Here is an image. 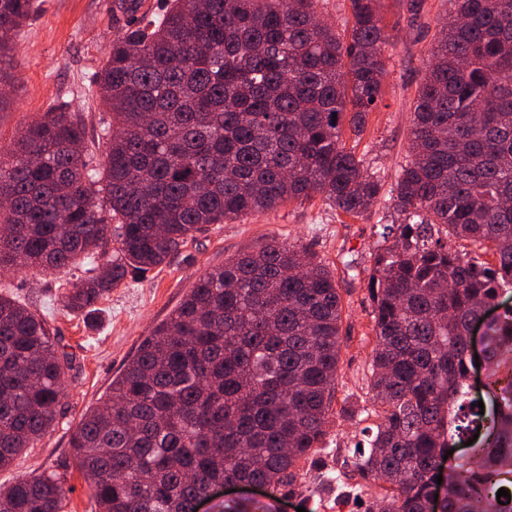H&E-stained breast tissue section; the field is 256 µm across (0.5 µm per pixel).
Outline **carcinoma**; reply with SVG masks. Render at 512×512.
I'll return each instance as SVG.
<instances>
[{"mask_svg":"<svg viewBox=\"0 0 512 512\" xmlns=\"http://www.w3.org/2000/svg\"><path fill=\"white\" fill-rule=\"evenodd\" d=\"M320 0H169L126 25L93 85L112 121L96 159L61 104L0 148V272L62 273L63 307L90 315L210 224L321 196L361 218L382 183L343 140L385 95L384 0H349L351 29ZM39 0H0L1 64ZM431 50L391 193L405 215L374 256L370 394L376 418L347 477L393 512H512V311L488 321L493 403L472 461L435 471L454 447L473 363L468 333L512 287V0H453ZM492 254L484 261L450 242ZM342 294L330 268L272 239L201 277L81 416L71 447L99 512H193L218 481L273 488L269 501L216 512H273L315 465L333 412ZM66 352L38 312L0 294V469L43 437L66 396ZM57 472L0 487V512H62Z\"/></svg>","mask_w":512,"mask_h":512,"instance_id":"obj_1","label":"carcinoma"}]
</instances>
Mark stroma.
<instances>
[{"label": "stroma", "mask_w": 512, "mask_h": 512, "mask_svg": "<svg viewBox=\"0 0 512 512\" xmlns=\"http://www.w3.org/2000/svg\"><path fill=\"white\" fill-rule=\"evenodd\" d=\"M385 0L386 22L395 39L388 49L385 96L366 117L361 139L345 134L370 171L380 175L383 199L364 218L336 213L322 198L288 202L276 210L243 220L214 224L175 251L146 278L127 282L104 298L88 318L70 314L60 301L58 276L27 270L0 275V294L45 316L72 365L65 374L67 397L57 421L35 447L0 470V486L21 475L70 471L71 491L63 512H97L86 483L72 469L70 440L83 413L98 404L112 380L134 356L141 340L177 308L200 276L233 255L277 238L307 246L336 274L343 296L339 373L333 414L320 453L324 469L300 464L293 497L279 501L277 512H370L374 499H354L351 488L330 484L358 442L364 441L359 413L368 404L369 362L373 347L372 305L367 281L373 256L395 237L403 217L389 196L409 150L408 127L418 87L451 8L449 0ZM115 0H43L37 17L26 22L13 41L10 57L16 82L9 105L0 111V146L9 147L17 128L40 118L61 102L81 115L88 140H96L107 120L91 77L105 61L124 22L116 20Z\"/></svg>", "instance_id": "stroma-1"}]
</instances>
